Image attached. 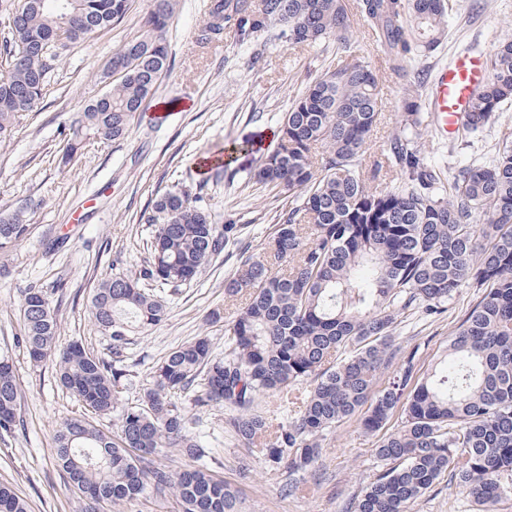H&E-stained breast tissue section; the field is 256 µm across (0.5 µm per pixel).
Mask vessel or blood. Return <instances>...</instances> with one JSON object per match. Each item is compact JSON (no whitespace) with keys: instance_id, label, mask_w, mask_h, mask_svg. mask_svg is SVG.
I'll return each instance as SVG.
<instances>
[{"instance_id":"obj_1","label":"vessel or blood","mask_w":512,"mask_h":512,"mask_svg":"<svg viewBox=\"0 0 512 512\" xmlns=\"http://www.w3.org/2000/svg\"><path fill=\"white\" fill-rule=\"evenodd\" d=\"M484 77L481 58L466 52L436 69L429 84L426 108L437 137L445 139L460 134L469 112L470 96Z\"/></svg>"}]
</instances>
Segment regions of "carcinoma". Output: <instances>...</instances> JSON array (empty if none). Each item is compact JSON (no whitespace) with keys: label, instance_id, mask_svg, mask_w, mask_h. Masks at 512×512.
Masks as SVG:
<instances>
[{"label":"carcinoma","instance_id":"carcinoma-1","mask_svg":"<svg viewBox=\"0 0 512 512\" xmlns=\"http://www.w3.org/2000/svg\"><path fill=\"white\" fill-rule=\"evenodd\" d=\"M177 0H151L150 33L112 55L103 79L119 81L79 113L70 157L91 136L125 137L143 102L170 71L163 34ZM360 16L385 51L388 68L408 75L410 64L448 40V0H357ZM129 0H0L5 74L0 76V141L16 118L42 98L48 60L97 29L120 21ZM199 30L203 44L228 36L238 45L275 35L292 45L333 41L345 53L310 80L285 112L277 146L258 182L295 198L273 236L256 254L242 251L224 279V297L243 300L224 328V356L206 338L170 351L137 402L124 406L112 434L84 418L63 421L55 459L85 512L104 500L132 504L152 489L170 492L182 512H241L240 499L204 465L153 466L174 448L190 459L203 445L189 434L183 401L203 409L232 407L224 430L263 453L288 476L318 462L332 429L360 417L379 436L383 469L356 496L354 512H412L445 473L473 500L494 512L512 496V142L489 162L459 167L448 180L428 163L407 129L417 124L425 76L403 89L404 126L382 156L402 181L390 189L369 182L367 151L381 105L372 62L351 51L354 15L348 0H209ZM63 31L67 41L43 53L41 39ZM512 103V39L489 54L487 78L474 93L463 132L489 125ZM155 225L151 256L139 276H104L89 310L112 337V362L73 342L56 350L57 302L39 287L23 303V342L30 361L54 357L62 387L92 415L117 409L131 384L124 365L127 337L159 324L162 297L140 281L180 285L237 239L238 226L219 231L187 195L167 192L141 216ZM30 233L18 213L0 217V253ZM484 293L458 323L434 369L416 376L417 351L394 366L391 344L398 318L422 310L441 315L462 287ZM395 367L387 386L383 373ZM23 399L9 359L0 358V436L15 433ZM401 424L387 425L397 412ZM0 512H28L0 485Z\"/></svg>","mask_w":512,"mask_h":512}]
</instances>
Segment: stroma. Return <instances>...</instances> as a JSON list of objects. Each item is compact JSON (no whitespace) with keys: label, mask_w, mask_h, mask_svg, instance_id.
I'll use <instances>...</instances> for the list:
<instances>
[{"label":"stroma","mask_w":512,"mask_h":512,"mask_svg":"<svg viewBox=\"0 0 512 512\" xmlns=\"http://www.w3.org/2000/svg\"><path fill=\"white\" fill-rule=\"evenodd\" d=\"M448 41L432 56L418 58L415 70L435 71L462 50L489 53L512 37V0H452ZM208 0H178L166 32L172 67L137 113L125 139L101 145L85 141L69 163L63 148L84 103L108 88L100 76L126 42L145 37L150 0H130L125 16L88 35L53 61L42 99L24 113L9 140L0 142V213L22 212L30 234L0 254V357L9 359L24 398L21 425L0 439V483L10 485L29 512H83L55 464L54 434L63 419L81 415V405L59 384L52 361L30 362L22 343L23 302L38 283L67 282L58 310L59 345L82 343L103 359L112 357V339L97 331L89 300L104 274L134 276L147 257L151 229L140 217L154 199L169 191L188 195L215 224L234 223L241 232L179 287L152 285L167 302V315L144 333L130 336L127 362L134 371L121 403L135 402L151 381L154 367L172 349L208 337L216 355L224 353V321L234 305L224 297V279L233 273L241 249L260 251L288 211L287 193L256 181L254 174L274 148L275 133L290 102L309 78L336 63V46H291L268 39L252 47L232 42H197ZM352 44L375 65L382 92L381 120L370 148H385L403 127V82L385 66L381 47L363 20H356ZM428 162L456 169L470 157L492 160L504 137L512 138V105L475 134L474 147H449L436 138L428 115L415 129ZM482 296L461 288L439 316L407 313L399 320L394 344L399 355L417 350L424 372L445 348L458 322ZM221 319H213V312ZM226 406L186 407L191 432L202 437L203 462L240 491L242 512H350L361 488L383 468L375 435L352 420L329 433L314 469L289 478L266 464L256 450L224 431ZM296 494L283 495L289 481ZM413 512H474L462 489L440 479Z\"/></svg>","instance_id":"35a3bbf8"}]
</instances>
